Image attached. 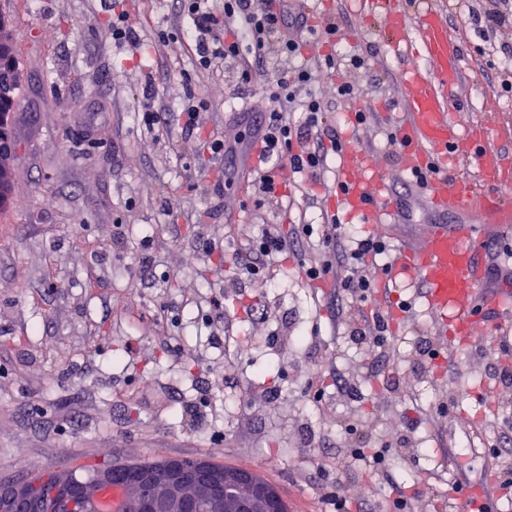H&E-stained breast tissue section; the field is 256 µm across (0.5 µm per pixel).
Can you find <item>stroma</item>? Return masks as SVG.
Instances as JSON below:
<instances>
[{
    "mask_svg": "<svg viewBox=\"0 0 512 512\" xmlns=\"http://www.w3.org/2000/svg\"><path fill=\"white\" fill-rule=\"evenodd\" d=\"M403 2L413 17L428 4L438 9L460 45L463 80L450 97L458 125L491 119V142L512 152V73L503 68L512 24L486 25L490 10L512 11V0ZM0 9L21 74L17 192L0 212V479L66 461L151 459L159 448L244 468L260 455V473L290 512H328L338 489L349 512H380L398 487L418 485L439 506L452 482L483 478L491 461L477 437L502 420L498 405L512 391L436 336L424 284L396 283L365 304L368 314L412 305L393 330L399 357L377 358L349 338L352 317L339 312L335 289L299 266L319 251L297 229L331 217L325 188L339 158L315 186L289 173L281 198L241 193L236 179L216 188L222 171L245 169L251 154L215 158L206 139L240 138L239 113L267 106L263 82L242 84L231 61L196 69L175 39L190 27L176 0H0ZM303 9L316 33L300 59L271 51L262 69H313L324 123L373 154L409 209L399 239H418L440 215L427 189L399 170L387 135L404 113L401 75L424 58L411 44L388 52L380 21L362 19L354 0H305ZM121 10L135 23L138 51L112 39ZM331 23L339 28L332 46ZM330 53L333 69L324 63ZM354 55L365 67L351 64ZM343 82L359 94L362 124L336 96ZM190 94L206 103L193 134L177 111ZM148 101L161 115L151 127L140 118ZM268 224L288 241L282 274L227 287L237 268L228 261L215 273L201 240L229 245ZM145 251L155 274L139 263ZM208 294L222 298V313L209 309ZM448 396L456 409L438 416ZM349 424L380 443L404 432L410 442L372 482L341 445Z\"/></svg>",
    "mask_w": 512,
    "mask_h": 512,
    "instance_id": "obj_1",
    "label": "stroma"
}]
</instances>
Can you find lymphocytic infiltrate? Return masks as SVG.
Segmentation results:
<instances>
[{
	"label": "lymphocytic infiltrate",
	"instance_id": "obj_1",
	"mask_svg": "<svg viewBox=\"0 0 512 512\" xmlns=\"http://www.w3.org/2000/svg\"><path fill=\"white\" fill-rule=\"evenodd\" d=\"M178 4L194 26L197 68L208 70L216 61L233 59L239 62L240 77L246 84L255 79L254 64L268 51L289 58L298 56L303 35L311 29L295 0H224L219 7L212 0H178ZM311 81V71L303 66L277 74L270 83L265 112L257 119L247 115L242 118L249 140L260 148L258 190L263 196H281L279 173L286 165L293 172L307 175L310 181H318L329 152L342 147L338 135L325 132L322 126V103L307 90ZM292 110L304 112L303 125L290 121L288 113ZM321 242L323 254L306 267V276L313 280L334 276L353 305L366 302L377 286L369 265L386 254L387 243L339 223L325 225ZM287 248V241L272 226L261 236L241 240L231 252L239 270L231 287L261 277L274 279ZM500 455L497 449L491 453L496 463L490 469V490L465 498L452 492L449 501H462L466 512H498L499 501L512 496V468L498 465Z\"/></svg>",
	"mask_w": 512,
	"mask_h": 512
}]
</instances>
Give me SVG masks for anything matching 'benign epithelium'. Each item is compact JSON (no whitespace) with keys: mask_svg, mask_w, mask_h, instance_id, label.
Returning a JSON list of instances; mask_svg holds the SVG:
<instances>
[{"mask_svg":"<svg viewBox=\"0 0 512 512\" xmlns=\"http://www.w3.org/2000/svg\"><path fill=\"white\" fill-rule=\"evenodd\" d=\"M18 73L0 69V163L15 156L8 134ZM199 476H185L186 460L164 458L122 463L100 469L91 487L62 473L39 474L19 480H0V512H44L47 489L66 493L79 490L85 512H194L200 501L213 512H288V501L278 487L251 469L220 467L211 460H194Z\"/></svg>","mask_w":512,"mask_h":512,"instance_id":"benign-epithelium-1","label":"benign epithelium"}]
</instances>
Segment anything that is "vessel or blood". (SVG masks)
I'll return each instance as SVG.
<instances>
[{
	"mask_svg": "<svg viewBox=\"0 0 512 512\" xmlns=\"http://www.w3.org/2000/svg\"><path fill=\"white\" fill-rule=\"evenodd\" d=\"M357 3L363 18L381 17L391 51H400L412 36L429 63L403 75L400 166L408 173H430L432 204L453 218L449 224L428 225L420 242L400 253L387 278L425 283L428 307L438 317L442 335L467 341L480 327L478 307L498 311L505 303L504 296L481 292L491 263L475 233L512 228V203L497 194L512 185V158L487 145V125L477 123L463 132L453 120L447 91L461 81L460 47L437 9L426 7L413 19L394 0ZM471 159L477 162L476 180L448 178V162ZM329 197L333 210L373 224H394L398 212V202L372 158L352 145L341 155L339 179Z\"/></svg>",
	"mask_w": 512,
	"mask_h": 512,
	"instance_id": "vessel-or-blood-1",
	"label": "vessel or blood"
}]
</instances>
